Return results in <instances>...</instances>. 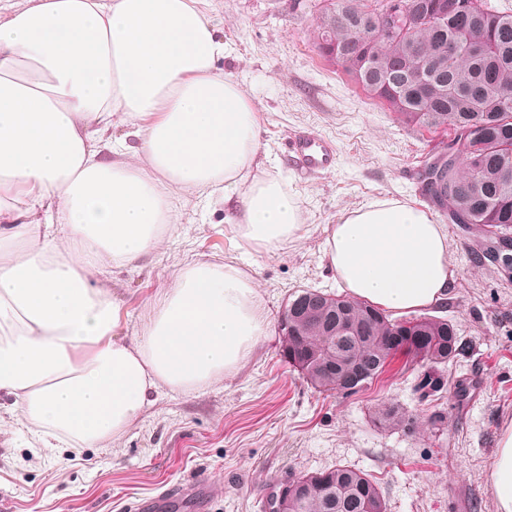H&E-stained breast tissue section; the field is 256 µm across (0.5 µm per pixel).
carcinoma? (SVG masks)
Returning <instances> with one entry per match:
<instances>
[{
    "label": "carcinoma",
    "instance_id": "1",
    "mask_svg": "<svg viewBox=\"0 0 512 512\" xmlns=\"http://www.w3.org/2000/svg\"><path fill=\"white\" fill-rule=\"evenodd\" d=\"M435 0H412L423 14L422 22L398 37L377 36L367 25V17L383 11L387 0H321L315 28V47L325 59L336 62L331 49L342 50L343 70L357 74L366 89L386 91L393 81L411 80L415 62L412 45L425 48L428 56L429 88L421 99L406 98L405 107L394 111L406 124L433 129H450L448 149L438 153L446 160L443 178L434 185L428 202L448 218L468 228H477L482 240L496 231L512 228V14L499 11L490 0H474L477 22L489 55L474 58L465 49L435 59L437 44L455 35L458 19L443 24L431 18ZM371 45L375 65L356 71L358 41ZM292 304L300 313L288 321L296 335L295 354L284 358L295 365L320 353L341 336L344 320L355 331L354 357L366 371L357 385L344 389L342 370L309 371L306 380L321 392L354 395L377 379L389 362L382 347L385 337L397 329L413 330L422 344L406 355L415 362L447 365L463 351L456 330L448 319L418 315L397 321L382 309L346 295L321 301L320 292L304 289ZM377 422L392 428L405 422L394 406L383 405L375 413ZM295 481L306 483L304 496L292 512H387V502L378 483L368 474L349 466L336 465L314 473H298Z\"/></svg>",
    "mask_w": 512,
    "mask_h": 512
}]
</instances>
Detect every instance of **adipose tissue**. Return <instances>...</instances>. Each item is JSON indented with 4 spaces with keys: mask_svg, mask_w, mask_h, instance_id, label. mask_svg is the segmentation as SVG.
<instances>
[{
    "mask_svg": "<svg viewBox=\"0 0 512 512\" xmlns=\"http://www.w3.org/2000/svg\"><path fill=\"white\" fill-rule=\"evenodd\" d=\"M204 4L35 0L0 23V247L21 250L0 265V393L44 447L119 438L153 392L221 380L267 334L257 290L232 263L181 271L131 343L114 337L117 305L89 280L157 247L176 187L234 201L255 249L300 232L297 198L259 167L257 112L218 69L227 47ZM117 114L142 164L126 160L129 142L103 140ZM325 257L351 296L397 315L440 305L457 280L442 226L395 199L346 214ZM490 478L496 512H512V426Z\"/></svg>",
    "mask_w": 512,
    "mask_h": 512,
    "instance_id": "1",
    "label": "adipose tissue"
}]
</instances>
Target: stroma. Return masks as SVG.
<instances>
[{"label":"stroma","instance_id":"obj_1","mask_svg":"<svg viewBox=\"0 0 512 512\" xmlns=\"http://www.w3.org/2000/svg\"><path fill=\"white\" fill-rule=\"evenodd\" d=\"M207 13L228 49L221 69L243 84L258 113L267 164L301 204L300 236L256 251L222 195L182 189L157 249L91 278L117 304L116 338L129 341L186 265L232 262L262 298L267 334L232 376L188 393L159 389L123 436L98 448L50 452L27 425L0 416V512H136L169 487L198 481L202 497L166 512H260L275 480L338 464L371 475L388 512H496L490 469L512 425V279L471 263L477 232L435 218L458 268L441 315L468 347L445 368L437 404L416 392L424 370L403 355L357 394L318 392L284 359L278 330L302 289L340 293L324 249L348 211L384 198L429 210L420 163L451 132L400 122L320 57L316 0H207ZM301 132L335 146L333 170L306 172L290 159L288 141ZM383 403L409 424L381 428L375 412ZM436 411L443 421L431 422Z\"/></svg>","mask_w":512,"mask_h":512}]
</instances>
